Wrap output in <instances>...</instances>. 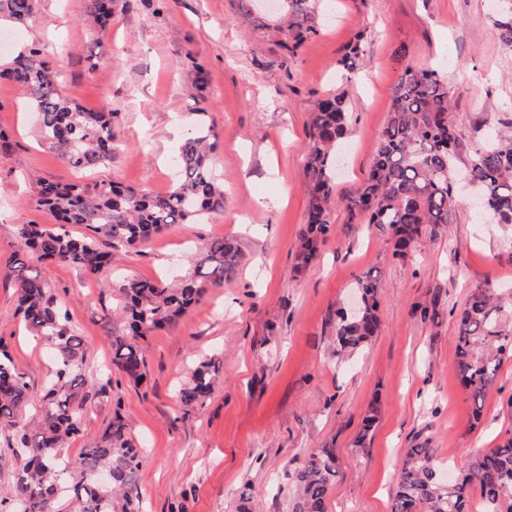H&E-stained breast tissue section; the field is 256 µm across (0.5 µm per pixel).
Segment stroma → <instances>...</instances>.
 <instances>
[{
    "instance_id": "1",
    "label": "stroma",
    "mask_w": 512,
    "mask_h": 512,
    "mask_svg": "<svg viewBox=\"0 0 512 512\" xmlns=\"http://www.w3.org/2000/svg\"><path fill=\"white\" fill-rule=\"evenodd\" d=\"M330 19L297 53L281 44L278 16L244 20L239 0H128L112 23L91 30L84 0H36L23 24H0V63L38 47L62 92L113 114L112 161L77 171L38 140L28 98L0 82V345L39 395L52 353L16 314L9 275L18 225H52L35 208L36 179L120 182L170 190L171 158L203 109L213 120L214 167L224 211L203 224H174L135 249L112 253V269L86 274L65 264L38 271L84 339L82 434L77 457L103 431L114 402L143 450L138 484L144 512H289L293 475L306 449L336 452L326 512H392L406 449L434 448L454 479L480 453L512 440V357L504 359L481 409L459 382L455 311L478 288L512 291V230L462 195L443 232L407 257L388 230L349 219L386 126L405 65L435 68L452 92L467 146L490 126L512 122V47L498 38L496 0H326ZM364 53L352 71L337 61L355 37ZM208 82L198 87L196 75ZM327 92L346 93L353 122L332 212L334 230L318 257L297 268L305 222L303 176L309 112ZM234 240L240 260L223 287L167 329L146 337L148 382L112 369L113 330L124 327L119 277L155 279L181 271L187 253ZM378 276L380 327L349 364L337 363L335 312L357 279ZM436 304L435 319L420 310ZM220 361L204 405L178 392L195 360ZM380 413L365 447L355 442L371 404Z\"/></svg>"
}]
</instances>
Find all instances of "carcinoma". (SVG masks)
<instances>
[{
  "label": "carcinoma",
  "mask_w": 512,
  "mask_h": 512,
  "mask_svg": "<svg viewBox=\"0 0 512 512\" xmlns=\"http://www.w3.org/2000/svg\"><path fill=\"white\" fill-rule=\"evenodd\" d=\"M116 0H86V20L99 29L112 21ZM288 9L278 32L293 45L319 34L315 0H286ZM35 0H0V20L22 23ZM495 27L501 42L512 47V5L503 10ZM0 81L19 84L38 115L41 144L58 153L75 170L105 166L112 161L115 134L112 113L89 110L63 95L39 48L19 53L0 70ZM208 113H200L195 128L174 156L175 182L165 193L123 186L42 183L34 206L47 210L55 226L19 224V253L10 276L18 291L17 313L25 326L52 349L53 370L48 389L38 399V420L25 418L33 401L27 382L6 350L0 349V429L15 435L24 459L15 475L13 492L0 494V512H53L59 498L79 504V512H142L137 473L142 453L127 430L121 401L99 438L70 462L63 448L80 432L76 401L84 384L83 339L58 306L38 270L28 261L65 263L98 274L111 263L104 250L135 247L173 224H196L224 210V187L212 164L215 143ZM352 122L346 98L331 93L316 100L310 113L309 145L304 165L308 193L305 223L299 234L298 266L313 261L332 228L336 178L342 141ZM464 143L454 122L447 84L433 69L406 66L393 95L386 128L358 196L349 206V219L391 230L394 255L424 236L434 237L449 223L458 202L454 162ZM465 170L478 188L485 208L497 223L512 226V130L492 142L469 150ZM80 224L85 233L74 236L66 226ZM234 241H210L192 266L169 280L132 278L119 285L125 300L127 328L112 335V364L138 386L146 378V357L140 341L176 322L204 296L207 287L222 288L238 264ZM362 308L354 316L336 310L338 355L358 353L380 327L377 277L367 273L356 282ZM506 301L493 288H478L457 313L456 356L460 382L480 411L487 389L495 381L505 355H512V317ZM217 360L203 355L191 379L179 391L181 403L203 405L213 392ZM336 476L330 448H310L296 469V496L291 512H325V501ZM478 487L485 512H501L512 494V439L490 448L466 466L461 481L441 478L435 450L420 445L406 449L400 467L393 512H468L469 490Z\"/></svg>",
  "instance_id": "cac0c4a2"
}]
</instances>
